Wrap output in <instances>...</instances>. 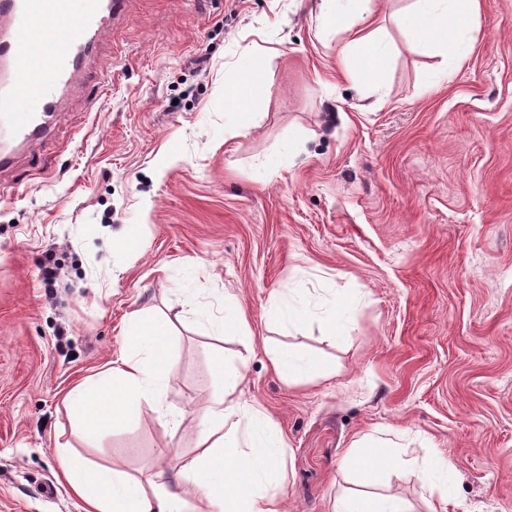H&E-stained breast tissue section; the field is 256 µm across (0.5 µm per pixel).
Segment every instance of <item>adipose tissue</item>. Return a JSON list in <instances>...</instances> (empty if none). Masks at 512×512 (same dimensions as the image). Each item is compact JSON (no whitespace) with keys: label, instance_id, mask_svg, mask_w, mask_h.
I'll list each match as a JSON object with an SVG mask.
<instances>
[{"label":"adipose tissue","instance_id":"obj_1","mask_svg":"<svg viewBox=\"0 0 512 512\" xmlns=\"http://www.w3.org/2000/svg\"><path fill=\"white\" fill-rule=\"evenodd\" d=\"M475 0H414L398 14L396 24L410 37L409 47L421 51L440 48L460 63L456 44L474 8ZM325 31L346 33L340 51L344 66L361 64L372 86L383 82L382 63L390 52L384 27L373 0H320ZM271 93L264 65L229 91L233 102L245 104L246 121H255ZM167 322L149 320L132 312L123 328V347L108 370L96 380L74 387L68 402L84 433L96 437L131 416L148 415L167 426H177L181 415L165 405L163 392L173 371ZM281 379L297 383L324 376L327 366L289 345L268 351ZM211 383L198 411L206 422L198 445L197 463L172 470L158 468L141 480L122 469L91 470L68 458L64 473L86 512H285L281 470L287 451L282 433L265 412L242 397L244 375L239 365L216 357ZM366 485L379 484L386 473L418 470L424 484L434 486L447 474V461L418 465L390 450L387 443L364 438L344 460ZM332 512H411L395 495L364 496L348 492L337 498Z\"/></svg>","mask_w":512,"mask_h":512}]
</instances>
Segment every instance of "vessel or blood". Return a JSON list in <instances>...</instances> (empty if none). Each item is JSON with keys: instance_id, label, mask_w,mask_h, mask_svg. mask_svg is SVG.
I'll list each match as a JSON object with an SVG mask.
<instances>
[{"instance_id": "obj_1", "label": "vessel or blood", "mask_w": 512, "mask_h": 512, "mask_svg": "<svg viewBox=\"0 0 512 512\" xmlns=\"http://www.w3.org/2000/svg\"><path fill=\"white\" fill-rule=\"evenodd\" d=\"M125 0H0V62L13 79L0 97V141L40 138L57 110V93L111 26ZM25 94L24 109L16 97Z\"/></svg>"}]
</instances>
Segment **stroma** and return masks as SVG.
<instances>
[{
  "mask_svg": "<svg viewBox=\"0 0 512 512\" xmlns=\"http://www.w3.org/2000/svg\"><path fill=\"white\" fill-rule=\"evenodd\" d=\"M319 2L127 0L46 139L0 167V512H83L64 452L141 479L191 462L217 347L288 443V512H331L365 435L450 462L444 496L386 478L413 512H512V0H478L457 65L408 50L394 17L412 0H378L377 91L320 38ZM256 58L271 95L225 140L224 88ZM122 231L131 249L113 248ZM228 295L250 336L220 335ZM339 297L354 303L332 340ZM287 301L299 327L269 317ZM134 310L172 327L164 399L183 418L87 439L65 395ZM268 344L331 371L288 384Z\"/></svg>",
  "mask_w": 512,
  "mask_h": 512,
  "instance_id": "1",
  "label": "stroma"
}]
</instances>
